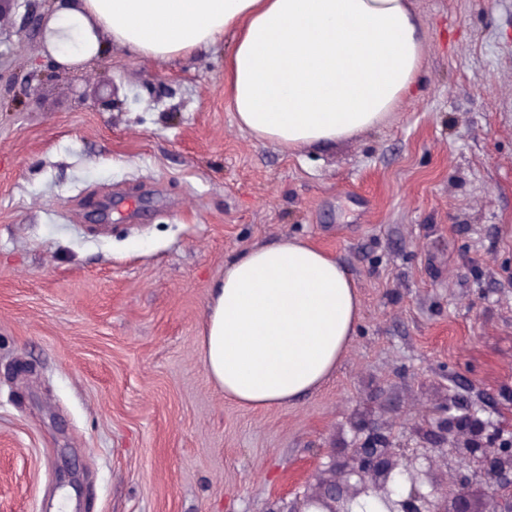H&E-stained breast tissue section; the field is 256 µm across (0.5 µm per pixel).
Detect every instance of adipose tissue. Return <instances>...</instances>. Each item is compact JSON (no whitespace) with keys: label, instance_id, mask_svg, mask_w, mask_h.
<instances>
[{"label":"adipose tissue","instance_id":"obj_1","mask_svg":"<svg viewBox=\"0 0 512 512\" xmlns=\"http://www.w3.org/2000/svg\"><path fill=\"white\" fill-rule=\"evenodd\" d=\"M421 36L411 0H54L42 43L70 67L114 48L165 63L230 39L224 91L239 125L291 151L369 131L412 97ZM360 319L347 268L284 237L225 263L204 366L238 405L283 407L333 374Z\"/></svg>","mask_w":512,"mask_h":512}]
</instances>
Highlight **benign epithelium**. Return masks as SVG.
I'll list each match as a JSON object with an SVG mask.
<instances>
[{
    "instance_id": "benign-epithelium-1",
    "label": "benign epithelium",
    "mask_w": 512,
    "mask_h": 512,
    "mask_svg": "<svg viewBox=\"0 0 512 512\" xmlns=\"http://www.w3.org/2000/svg\"><path fill=\"white\" fill-rule=\"evenodd\" d=\"M432 448H400L384 424L367 420L351 448H331L311 489L288 512H512V427L471 405L433 407ZM484 486L482 503L471 498Z\"/></svg>"
}]
</instances>
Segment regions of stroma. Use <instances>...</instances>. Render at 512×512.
I'll return each instance as SVG.
<instances>
[{"instance_id":"1","label":"stroma","mask_w":512,"mask_h":512,"mask_svg":"<svg viewBox=\"0 0 512 512\" xmlns=\"http://www.w3.org/2000/svg\"><path fill=\"white\" fill-rule=\"evenodd\" d=\"M0 17V512H276L382 415L443 396L512 423V0H413L418 94L330 149L235 121L229 43L160 64L43 55ZM283 237L336 256L362 319L288 406L225 400L208 294Z\"/></svg>"}]
</instances>
